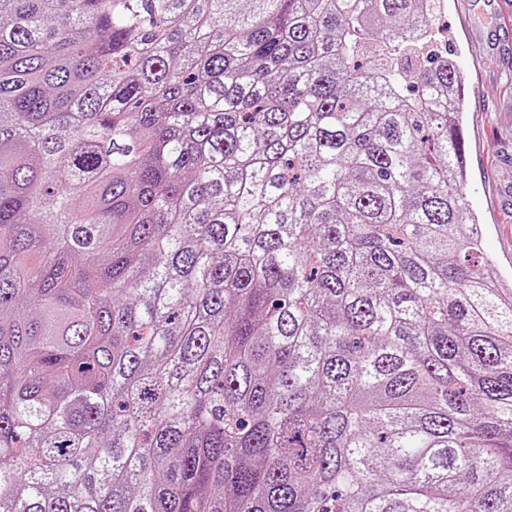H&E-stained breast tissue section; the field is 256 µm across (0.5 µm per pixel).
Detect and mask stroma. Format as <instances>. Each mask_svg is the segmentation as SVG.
<instances>
[{
	"mask_svg": "<svg viewBox=\"0 0 512 512\" xmlns=\"http://www.w3.org/2000/svg\"><path fill=\"white\" fill-rule=\"evenodd\" d=\"M464 74L467 197L483 233L492 277L512 278V0H445Z\"/></svg>",
	"mask_w": 512,
	"mask_h": 512,
	"instance_id": "1",
	"label": "stroma"
}]
</instances>
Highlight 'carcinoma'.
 <instances>
[{
	"label": "carcinoma",
	"instance_id": "cac0c4a2",
	"mask_svg": "<svg viewBox=\"0 0 512 512\" xmlns=\"http://www.w3.org/2000/svg\"><path fill=\"white\" fill-rule=\"evenodd\" d=\"M443 0H0V512H512Z\"/></svg>",
	"mask_w": 512,
	"mask_h": 512
}]
</instances>
